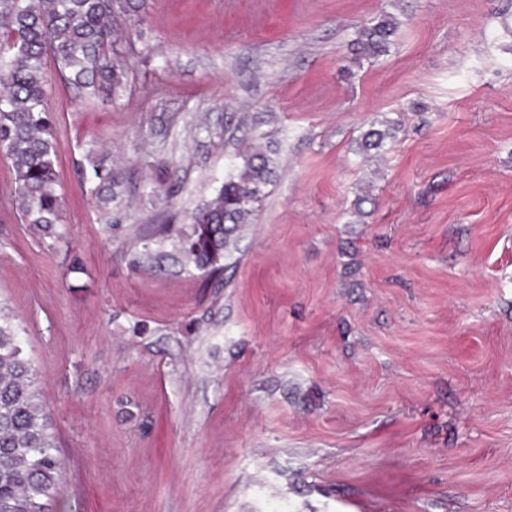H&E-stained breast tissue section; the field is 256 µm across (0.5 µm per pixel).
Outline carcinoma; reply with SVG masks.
Listing matches in <instances>:
<instances>
[{
    "instance_id": "carcinoma-1",
    "label": "carcinoma",
    "mask_w": 512,
    "mask_h": 512,
    "mask_svg": "<svg viewBox=\"0 0 512 512\" xmlns=\"http://www.w3.org/2000/svg\"><path fill=\"white\" fill-rule=\"evenodd\" d=\"M136 8L134 0H0V155L11 162L24 223L40 232L54 233L61 209L56 138L46 117V56L84 97L112 99L123 85L112 17ZM396 27L385 16L362 29L355 41L359 53L368 58L387 53ZM391 137L392 127L373 122L360 150L379 151ZM241 160L193 213V237L179 248L185 259L213 273L219 256L230 257L236 235L255 215L274 174L263 151ZM88 162L92 194L107 207L117 197L119 177L104 156ZM65 481L66 466L53 420L42 406L36 371L22 355L11 317L0 310V512H51Z\"/></svg>"
}]
</instances>
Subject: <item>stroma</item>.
Listing matches in <instances>:
<instances>
[{
    "mask_svg": "<svg viewBox=\"0 0 512 512\" xmlns=\"http://www.w3.org/2000/svg\"><path fill=\"white\" fill-rule=\"evenodd\" d=\"M384 15L388 54L356 58ZM114 27L112 101L51 78L58 236L0 157L55 512H512V0H144ZM374 121L395 136L368 158ZM257 138L276 175L233 267L172 260L155 225L190 228ZM88 162L91 167L92 194L103 207L112 205L117 197L114 189L121 184L117 173L112 169V161L108 162L104 156H89Z\"/></svg>",
    "mask_w": 512,
    "mask_h": 512,
    "instance_id": "35a3bbf8",
    "label": "stroma"
}]
</instances>
